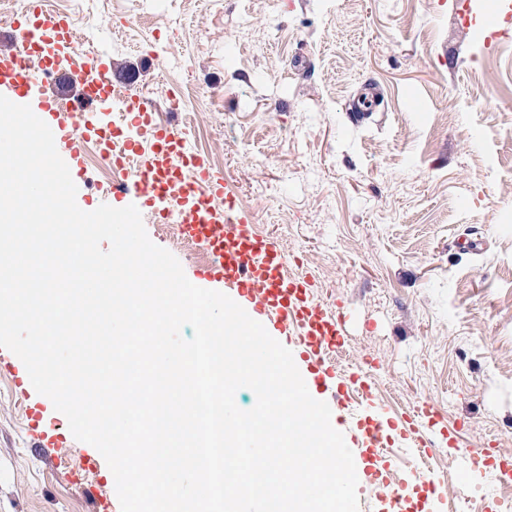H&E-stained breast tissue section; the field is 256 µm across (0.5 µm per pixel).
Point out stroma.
I'll return each instance as SVG.
<instances>
[{
    "instance_id": "35a3bbf8",
    "label": "stroma",
    "mask_w": 512,
    "mask_h": 512,
    "mask_svg": "<svg viewBox=\"0 0 512 512\" xmlns=\"http://www.w3.org/2000/svg\"><path fill=\"white\" fill-rule=\"evenodd\" d=\"M494 0H85L96 46L134 70L158 122L188 130L234 208L340 315L335 382L384 415L412 512H500L492 480L462 481L467 448L512 456V43L488 46ZM184 86L189 111L161 106ZM375 89L377 107L351 108ZM76 202L95 210L107 160L82 157ZM0 348V512H121L114 477ZM431 405L435 445L399 421ZM42 419L32 423L29 408ZM51 434L67 445L48 447Z\"/></svg>"
}]
</instances>
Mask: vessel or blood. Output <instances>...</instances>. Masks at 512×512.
Segmentation results:
<instances>
[{"instance_id":"b4317fda","label":"vessel or blood","mask_w":512,"mask_h":512,"mask_svg":"<svg viewBox=\"0 0 512 512\" xmlns=\"http://www.w3.org/2000/svg\"><path fill=\"white\" fill-rule=\"evenodd\" d=\"M21 45L0 52V90L12 102L33 104V112L51 128L55 144L69 153L73 172L81 170L79 142L95 141L113 168L123 166V156L112 144L123 141L126 153L140 154L142 140L151 151L143 156L132 176L114 182L111 199L139 208H151L157 220H166L164 200L175 202L180 212V233L188 241L205 246L216 260L197 270V277L224 283L250 307L252 318L274 325L280 334L300 339L308 381L320 385L330 376L332 354L342 343L338 322L313 299L309 280L288 275L287 255L269 237L259 234L245 215L236 213L232 199L216 212L215 197H223L224 183L213 178L203 157L188 150L181 132L158 124L155 108L134 94L125 101L126 122L121 126L85 124L65 127L57 120V93L75 86L79 103L109 110L115 85H135L134 73L120 72L107 59L95 56L82 64L63 62L53 48L71 41L74 29L69 16L46 9L44 0H31L26 14L14 24ZM384 433L380 423L368 419L357 423L347 435L352 448L381 447ZM465 465L472 477L495 468L500 476L512 477V458L489 457L484 449H472Z\"/></svg>"}]
</instances>
